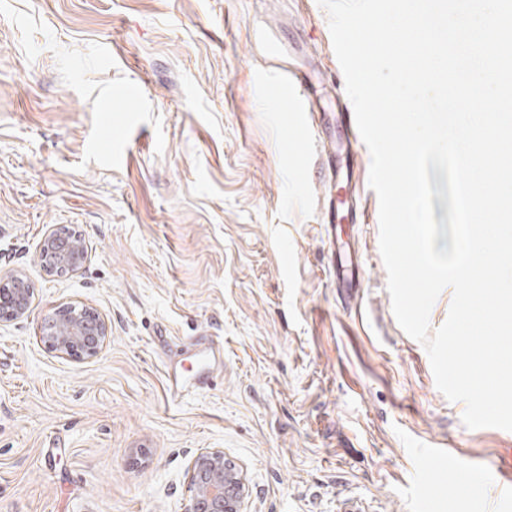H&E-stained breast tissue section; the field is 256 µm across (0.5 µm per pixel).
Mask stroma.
Listing matches in <instances>:
<instances>
[{"label":"stroma","mask_w":512,"mask_h":512,"mask_svg":"<svg viewBox=\"0 0 512 512\" xmlns=\"http://www.w3.org/2000/svg\"><path fill=\"white\" fill-rule=\"evenodd\" d=\"M266 42L335 111L317 0H0V275L32 290L0 322V512H188L211 448L243 467L246 512H512L467 481L512 464V432L466 428L437 389L377 209L338 227L364 264L337 287L322 145L258 81ZM62 227L87 260L51 276ZM70 304L111 323L98 357L41 342ZM194 339L223 346L217 377L173 396Z\"/></svg>","instance_id":"stroma-1"}]
</instances>
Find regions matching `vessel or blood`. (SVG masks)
Returning a JSON list of instances; mask_svg holds the SVG:
<instances>
[{
    "mask_svg": "<svg viewBox=\"0 0 512 512\" xmlns=\"http://www.w3.org/2000/svg\"><path fill=\"white\" fill-rule=\"evenodd\" d=\"M282 86L295 101V109L301 114L303 122L314 132H321L326 123V117L317 112L311 98L307 81L301 73L284 71ZM337 127L346 137L345 144L336 146L333 154L326 159V164L331 174L342 177L346 189L348 205L346 208L327 207L323 214V222L327 225L339 224L345 220L362 222L366 219L364 207L355 205L357 196V184L354 180V169L357 153L355 144L360 139L354 110L348 102H341L340 110L335 115ZM332 265L336 273V285L340 288H353L360 283V270L362 261L357 253L335 248L332 252ZM215 371V355L211 350H204L202 359L192 377L191 384L177 381L171 382L170 390L173 394L180 395L187 391L189 386H201L207 384ZM473 475L479 485L496 487L502 500H512V470L491 473L482 469L474 470Z\"/></svg>",
    "mask_w": 512,
    "mask_h": 512,
    "instance_id": "b4317fda",
    "label": "vessel or blood"
}]
</instances>
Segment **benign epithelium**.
<instances>
[{"mask_svg":"<svg viewBox=\"0 0 512 512\" xmlns=\"http://www.w3.org/2000/svg\"><path fill=\"white\" fill-rule=\"evenodd\" d=\"M42 266L50 275L81 269L86 253L81 240L51 230L42 241ZM31 289L23 276L13 273L0 284V321L29 315ZM40 338L52 349L77 359L98 356L109 339L108 322L86 307L68 306L46 316ZM191 505L188 512H244L250 487L244 470L221 449L198 453L188 477Z\"/></svg>","mask_w":512,"mask_h":512,"instance_id":"benign-epithelium-1","label":"benign epithelium"}]
</instances>
